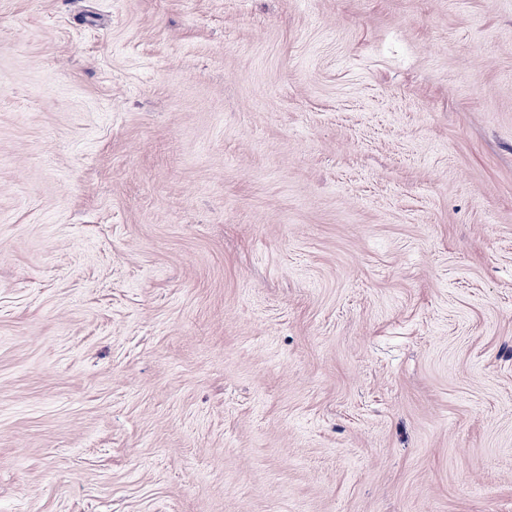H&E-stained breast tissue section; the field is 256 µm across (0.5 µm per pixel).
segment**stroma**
Instances as JSON below:
<instances>
[{
    "mask_svg": "<svg viewBox=\"0 0 512 512\" xmlns=\"http://www.w3.org/2000/svg\"><path fill=\"white\" fill-rule=\"evenodd\" d=\"M0 512H512V0H0Z\"/></svg>",
    "mask_w": 512,
    "mask_h": 512,
    "instance_id": "stroma-1",
    "label": "stroma"
}]
</instances>
